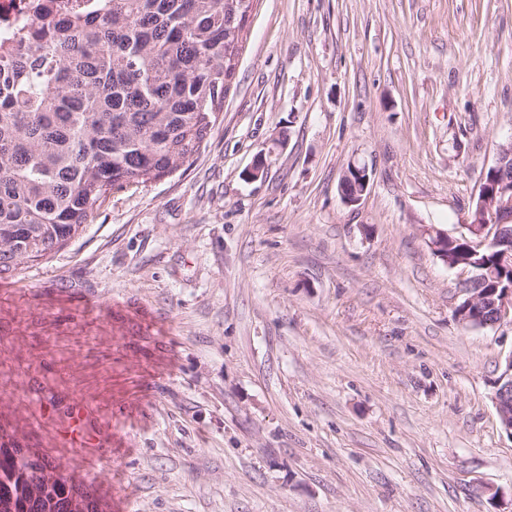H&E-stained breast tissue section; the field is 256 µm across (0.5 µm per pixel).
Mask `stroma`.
Wrapping results in <instances>:
<instances>
[{"label": "stroma", "mask_w": 512, "mask_h": 512, "mask_svg": "<svg viewBox=\"0 0 512 512\" xmlns=\"http://www.w3.org/2000/svg\"><path fill=\"white\" fill-rule=\"evenodd\" d=\"M509 139L512 0H257L191 166L0 278V445L101 512H512V326L425 235ZM347 180L357 181L358 192L354 194L352 198H347L346 194L341 191L342 199L347 205H355L358 204L363 195L366 193V190L369 185L370 176L368 169L365 166H359L354 162L350 163V167H346L341 184L345 183ZM494 402L501 429L512 438V354L508 355L501 375L495 381ZM511 409V414L508 410ZM511 416V419H509Z\"/></svg>", "instance_id": "35a3bbf8"}]
</instances>
